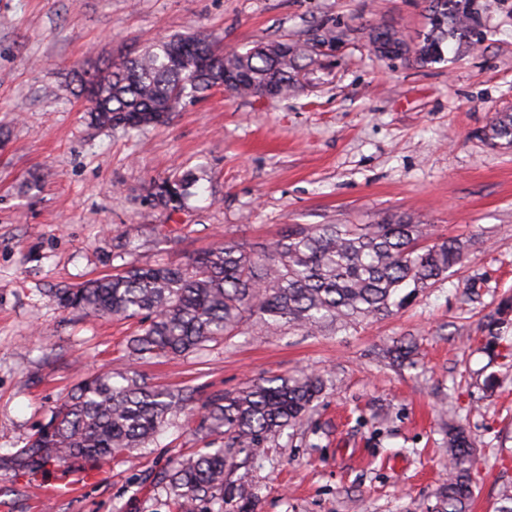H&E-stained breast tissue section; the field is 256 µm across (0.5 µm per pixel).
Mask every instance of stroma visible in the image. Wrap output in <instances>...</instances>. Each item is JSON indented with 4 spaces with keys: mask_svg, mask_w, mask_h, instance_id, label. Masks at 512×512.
<instances>
[{
    "mask_svg": "<svg viewBox=\"0 0 512 512\" xmlns=\"http://www.w3.org/2000/svg\"><path fill=\"white\" fill-rule=\"evenodd\" d=\"M476 4L479 44L423 65L378 58L369 33L392 26L417 41L427 0H0V456L49 420L77 368L130 366L136 321L63 308L61 289L291 224L403 216L467 256L406 307L342 332L253 326L140 362L148 385L192 393V412L73 497L43 494L59 467L0 465V512H173L145 477L201 448L205 400L302 370L329 384L308 423L243 464L255 512H433L447 421L477 442L471 512H496L512 484V314L496 335L485 323L512 300V149L482 132L512 112V0ZM325 28L335 42L285 100L215 88L127 135L92 126L68 91L74 70L177 35L243 52ZM178 169L199 181L173 212L149 192ZM404 339L417 364L400 369L382 351Z\"/></svg>",
    "mask_w": 512,
    "mask_h": 512,
    "instance_id": "stroma-1",
    "label": "stroma"
}]
</instances>
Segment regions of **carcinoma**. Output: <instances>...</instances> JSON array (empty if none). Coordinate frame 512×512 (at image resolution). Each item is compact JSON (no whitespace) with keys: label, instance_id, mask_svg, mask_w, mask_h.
<instances>
[{"label":"carcinoma","instance_id":"1","mask_svg":"<svg viewBox=\"0 0 512 512\" xmlns=\"http://www.w3.org/2000/svg\"><path fill=\"white\" fill-rule=\"evenodd\" d=\"M430 28L409 56L444 60L450 39L474 43V0H430ZM388 46L408 45L393 27L372 30ZM316 61L306 40L258 42L244 52L220 51L198 36L163 40L134 59L111 60L94 72H74L70 93L87 103L90 123L126 133L166 123L186 100L212 88L230 95L286 99L304 64ZM493 146L512 148V112H497L484 132ZM198 182L192 173L154 183L155 205L177 210ZM464 245L431 238L428 226L401 218L382 224H290L282 234L247 248L224 239L178 264L122 270L59 294L62 307L92 316L140 319L128 358L144 361L196 352L238 335L250 321L268 329L345 331L413 301L454 267ZM326 384L314 372L275 375L210 396L195 429L209 438L196 454L161 473L155 486L176 512H252V492L233 478L235 459L277 444L303 424ZM192 395L147 385L134 368L100 370L51 411L12 462L27 470L76 461L108 462L155 442ZM448 479L435 512H469L475 440L461 426L446 432Z\"/></svg>","mask_w":512,"mask_h":512}]
</instances>
